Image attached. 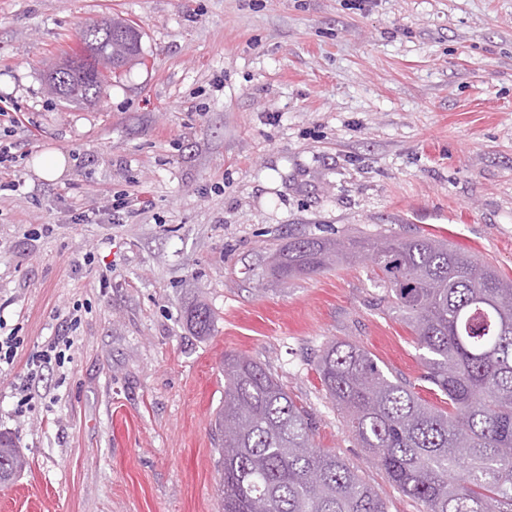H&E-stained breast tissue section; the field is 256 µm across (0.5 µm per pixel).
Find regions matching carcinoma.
<instances>
[{"mask_svg":"<svg viewBox=\"0 0 512 512\" xmlns=\"http://www.w3.org/2000/svg\"><path fill=\"white\" fill-rule=\"evenodd\" d=\"M83 41L100 54L110 27L93 23ZM88 75L52 94L94 102L111 73L85 61ZM373 256L382 298L426 351L429 383L448 407L426 403L416 384L390 378L361 344L331 342L317 355L322 390L358 444L423 512H512V278L444 239L380 235L297 238L268 271L286 283ZM208 336L204 304L188 315ZM224 404L212 428L224 512H388L376 490L336 454L314 444L310 415L262 363L224 356ZM16 441L0 433V485L25 469Z\"/></svg>","mask_w":512,"mask_h":512,"instance_id":"carcinoma-1","label":"carcinoma"}]
</instances>
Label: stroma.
Masks as SVG:
<instances>
[{
    "mask_svg": "<svg viewBox=\"0 0 512 512\" xmlns=\"http://www.w3.org/2000/svg\"><path fill=\"white\" fill-rule=\"evenodd\" d=\"M118 16L142 54L102 101L46 74ZM0 432L27 466L0 512H222L212 421L225 355L267 364L318 447L388 512H423L353 440L315 356L364 345L414 381L419 350L371 262L264 277L298 237L430 235L512 277V0H0ZM62 154L58 179L34 159ZM135 207L117 212L124 195ZM90 212V224L75 223ZM214 315L196 336L185 311ZM74 345L23 402L27 363Z\"/></svg>",
    "mask_w": 512,
    "mask_h": 512,
    "instance_id": "obj_1",
    "label": "stroma"
}]
</instances>
